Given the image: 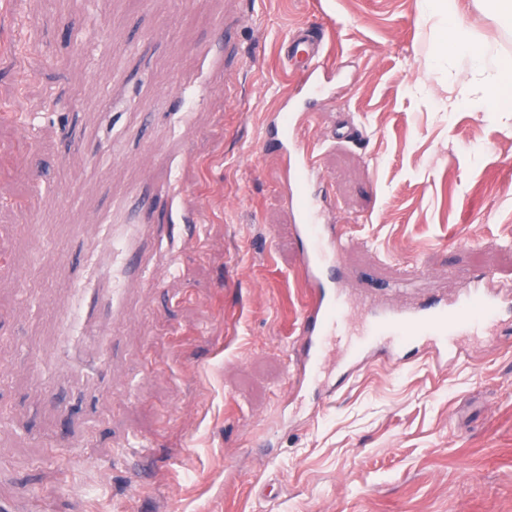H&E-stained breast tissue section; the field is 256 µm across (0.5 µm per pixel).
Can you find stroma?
I'll return each mask as SVG.
<instances>
[{"label":"stroma","instance_id":"obj_1","mask_svg":"<svg viewBox=\"0 0 512 512\" xmlns=\"http://www.w3.org/2000/svg\"><path fill=\"white\" fill-rule=\"evenodd\" d=\"M489 60L512 25L461 0ZM327 31L306 132L352 293L512 286V112L421 0H0V502L11 512H512L509 331L297 390L299 243L265 118ZM171 94L170 103L161 95ZM365 137L333 131L342 120ZM152 225L89 322L112 214ZM111 386L59 370L61 335Z\"/></svg>","mask_w":512,"mask_h":512}]
</instances>
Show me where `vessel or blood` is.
I'll use <instances>...</instances> for the list:
<instances>
[{"mask_svg": "<svg viewBox=\"0 0 512 512\" xmlns=\"http://www.w3.org/2000/svg\"><path fill=\"white\" fill-rule=\"evenodd\" d=\"M324 47V36L308 27L297 28L285 40L283 61L294 75L289 102H311L323 97ZM275 118L278 146L285 156L280 175L289 182L288 203L294 216V233L302 243L298 281L305 300L298 334L302 338L299 364L303 382L317 385L322 395L336 392V385L322 383L318 368V357L331 342L336 345V375L341 380L377 352L384 353L394 364L409 350L421 346L430 348L440 365L464 358L466 351L457 344V336L496 322L512 299L493 276L480 272L471 277L468 288L449 301L435 299L386 306L371 299L353 305L343 289L341 276L346 229L344 225L324 221L314 147L301 137L314 113L309 109L301 113L281 111ZM112 253L115 262L99 297L115 306L123 296L128 272L142 266L143 256L124 238L113 239ZM63 372H79L102 384L108 381L95 359L71 360Z\"/></svg>", "mask_w": 512, "mask_h": 512, "instance_id": "vessel-or-blood-1", "label": "vessel or blood"}]
</instances>
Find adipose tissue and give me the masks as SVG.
I'll list each match as a JSON object with an SVG mask.
<instances>
[{"label": "adipose tissue", "instance_id": "ef3b65f1", "mask_svg": "<svg viewBox=\"0 0 512 512\" xmlns=\"http://www.w3.org/2000/svg\"><path fill=\"white\" fill-rule=\"evenodd\" d=\"M423 6L432 14L448 23V55L466 54L470 57L471 66L475 71H491L495 89L503 90L512 86V57L499 59L494 67H487L486 56L473 38L472 34L459 25L457 15L459 6L455 0H423Z\"/></svg>", "mask_w": 512, "mask_h": 512}]
</instances>
